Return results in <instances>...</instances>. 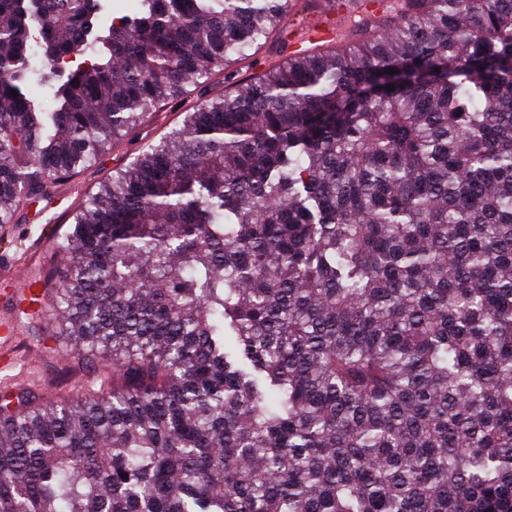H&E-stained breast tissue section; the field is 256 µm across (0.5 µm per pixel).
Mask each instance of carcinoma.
I'll return each mask as SVG.
<instances>
[{
    "mask_svg": "<svg viewBox=\"0 0 512 512\" xmlns=\"http://www.w3.org/2000/svg\"><path fill=\"white\" fill-rule=\"evenodd\" d=\"M289 3L91 40L102 0H0V224ZM73 222L54 333L112 379L0 406V512H512V0H397L197 99Z\"/></svg>",
    "mask_w": 512,
    "mask_h": 512,
    "instance_id": "cac0c4a2",
    "label": "carcinoma"
}]
</instances>
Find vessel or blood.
Segmentation results:
<instances>
[{
	"mask_svg": "<svg viewBox=\"0 0 512 512\" xmlns=\"http://www.w3.org/2000/svg\"><path fill=\"white\" fill-rule=\"evenodd\" d=\"M390 9L391 0H326L321 10L303 16L288 12L280 22L282 47L291 55L314 53L336 39L342 28H356L370 16L386 15ZM42 212L54 234L60 233L70 215L55 194L45 197ZM45 250L41 244L17 254L8 262L11 277H0V393L3 394L13 391L19 381L37 370L34 359L20 346L24 328L18 312L27 305L42 308L49 297L48 290L33 275Z\"/></svg>",
	"mask_w": 512,
	"mask_h": 512,
	"instance_id": "obj_1",
	"label": "vessel or blood"
}]
</instances>
